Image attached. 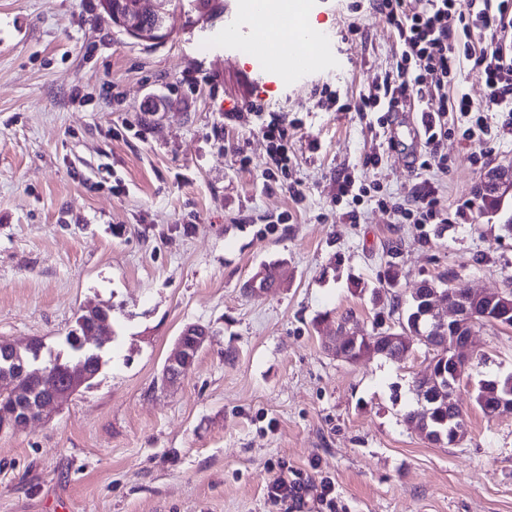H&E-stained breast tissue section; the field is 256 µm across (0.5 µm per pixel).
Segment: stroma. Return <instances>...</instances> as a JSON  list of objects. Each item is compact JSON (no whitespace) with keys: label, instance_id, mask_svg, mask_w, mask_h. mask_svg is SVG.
I'll list each match as a JSON object with an SVG mask.
<instances>
[{"label":"stroma","instance_id":"stroma-1","mask_svg":"<svg viewBox=\"0 0 512 512\" xmlns=\"http://www.w3.org/2000/svg\"><path fill=\"white\" fill-rule=\"evenodd\" d=\"M213 2L171 0L173 32L145 43L99 0H0V339L66 358L82 308L112 309L91 385L0 432V512H512V414L475 402L481 380L512 374V328H475L457 445L404 420L431 367L423 346L356 363L327 346L344 319L358 336L396 327L394 294L446 271L460 291L512 285V197L486 213L477 195L485 170L512 163V112L489 113L483 145L456 126L440 142L444 223L397 222L379 195L409 204L430 176L414 113L318 104L326 88L352 102L393 67L384 17L308 0L326 46L290 75L242 51L251 26L225 39L238 0ZM251 100L262 112L243 111ZM273 118L288 131L284 175L267 171ZM375 152L381 165L365 166ZM342 172L366 190L354 222ZM276 261L278 287L243 291ZM191 323L211 337L166 385ZM281 474L330 478L334 505L270 500Z\"/></svg>","mask_w":512,"mask_h":512}]
</instances>
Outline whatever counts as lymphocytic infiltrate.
<instances>
[{
    "label": "lymphocytic infiltrate",
    "instance_id": "f902f5d3",
    "mask_svg": "<svg viewBox=\"0 0 512 512\" xmlns=\"http://www.w3.org/2000/svg\"><path fill=\"white\" fill-rule=\"evenodd\" d=\"M383 15L400 46L396 65L381 73L351 107L358 112H400L408 99L422 106L425 147L436 156L448 135V120L465 123L467 140L488 131L487 115L512 112V0H367ZM487 92L482 106L466 94H451L461 62ZM438 186L424 181L411 204L394 217L416 224L439 223Z\"/></svg>",
    "mask_w": 512,
    "mask_h": 512
}]
</instances>
